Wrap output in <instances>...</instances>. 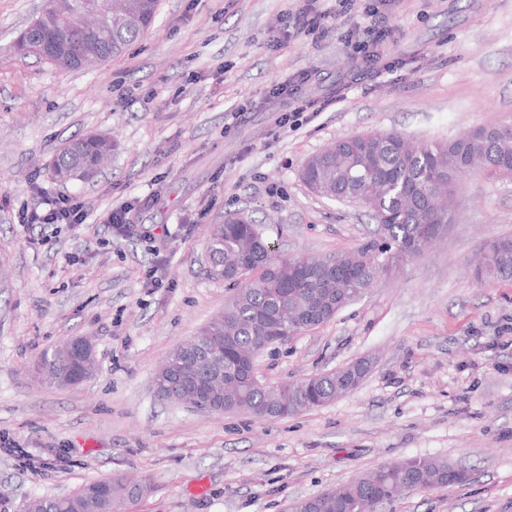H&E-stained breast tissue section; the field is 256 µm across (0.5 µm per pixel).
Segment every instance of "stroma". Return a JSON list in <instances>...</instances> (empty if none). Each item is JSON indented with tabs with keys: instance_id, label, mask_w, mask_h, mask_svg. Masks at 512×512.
Listing matches in <instances>:
<instances>
[{
	"instance_id": "stroma-1",
	"label": "stroma",
	"mask_w": 512,
	"mask_h": 512,
	"mask_svg": "<svg viewBox=\"0 0 512 512\" xmlns=\"http://www.w3.org/2000/svg\"><path fill=\"white\" fill-rule=\"evenodd\" d=\"M302 0H158L122 54L66 70L9 52L41 0H0V512L110 475L149 479L121 512H287L382 464L440 457L466 484L408 492L376 512H512V279L475 280L490 237L512 235V178L458 181L454 220L424 254L381 276L332 320L262 351L267 385L368 358L360 385L284 418L197 410L158 395L167 355L233 290L207 272L211 225L257 220L282 256L352 250L365 209L312 193L304 161L338 138L396 131L450 140L512 127V0H311L324 33L293 26ZM384 32L363 70L353 44ZM312 71L294 99L273 97ZM332 107H324V100ZM303 108L295 128L275 123ZM114 151L89 181L59 182L75 135ZM80 197L87 223L45 240L21 222L33 184ZM148 199L146 229L112 237L108 208ZM162 268L165 285H147ZM86 337L95 375L73 387L33 371Z\"/></svg>"
}]
</instances>
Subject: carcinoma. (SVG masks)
Returning a JSON list of instances; mask_svg holds the SVG:
<instances>
[{"label": "carcinoma", "instance_id": "1", "mask_svg": "<svg viewBox=\"0 0 512 512\" xmlns=\"http://www.w3.org/2000/svg\"><path fill=\"white\" fill-rule=\"evenodd\" d=\"M136 0H112V11L125 21L112 29L103 47L106 57L121 53L149 27L157 12H140ZM20 37H51L47 22L36 17ZM496 169L512 161V129L487 138L465 131L451 141L405 140L398 132H373L336 140L309 157L302 179L315 193L346 201L359 200L378 224V237L352 251L283 257L266 246L253 220L214 224L207 238L209 272L232 283L234 293L224 310L201 329L197 344L173 350L155 380L174 400L198 409L246 410L259 418L295 415L321 407L343 395L344 383L363 358L332 373H316L297 381L267 386L252 379L250 368L262 347L280 342L331 319L373 287L376 279L420 256L435 236V226L450 222L448 195L458 178L450 176L460 153ZM112 153V141L91 135L66 140L53 160L57 179L81 181ZM252 280L241 277L254 271ZM480 277L512 278V236L493 239L483 256ZM37 372L52 386L81 383L89 375L80 368L69 342L43 355ZM467 475L438 457L409 458L351 479L316 496L312 512H375L379 503L399 495L397 483L410 490L462 484ZM149 491L147 481L103 477L62 497L30 501L28 512H119Z\"/></svg>", "mask_w": 512, "mask_h": 512}]
</instances>
